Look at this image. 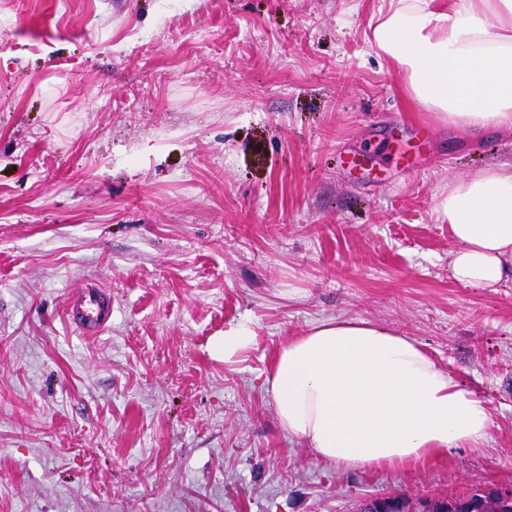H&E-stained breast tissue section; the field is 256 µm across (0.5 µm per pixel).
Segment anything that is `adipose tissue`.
Segmentation results:
<instances>
[{
	"label": "adipose tissue",
	"instance_id": "1",
	"mask_svg": "<svg viewBox=\"0 0 512 512\" xmlns=\"http://www.w3.org/2000/svg\"><path fill=\"white\" fill-rule=\"evenodd\" d=\"M378 50L409 72L420 102L449 122L512 137V0H390ZM452 277L512 279V170L448 189ZM288 434L346 468L394 467L476 447L491 418L415 339L365 318L330 317L278 350L264 381Z\"/></svg>",
	"mask_w": 512,
	"mask_h": 512
}]
</instances>
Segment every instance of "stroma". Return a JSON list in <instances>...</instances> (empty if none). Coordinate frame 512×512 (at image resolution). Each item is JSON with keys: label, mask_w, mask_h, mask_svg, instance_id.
<instances>
[{"label": "stroma", "mask_w": 512, "mask_h": 512, "mask_svg": "<svg viewBox=\"0 0 512 512\" xmlns=\"http://www.w3.org/2000/svg\"><path fill=\"white\" fill-rule=\"evenodd\" d=\"M389 0H0V512H356L512 484V282L448 270V187L512 167L377 52ZM95 283L112 321L82 335ZM413 337L476 448L319 460L263 378L329 317ZM254 336L230 360L214 337ZM66 314L83 333L97 335L103 331L112 317L111 296L102 288L85 286L68 298Z\"/></svg>", "instance_id": "obj_1"}]
</instances>
